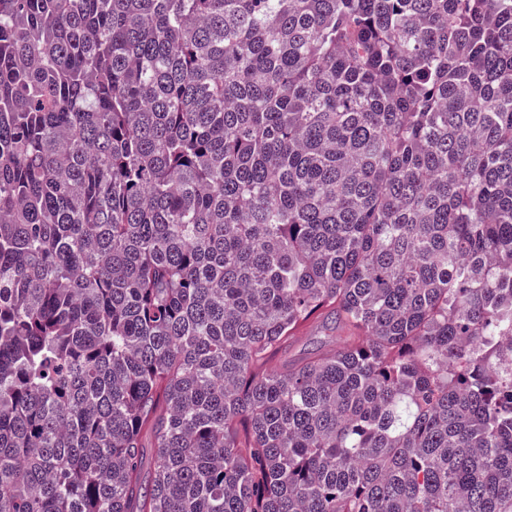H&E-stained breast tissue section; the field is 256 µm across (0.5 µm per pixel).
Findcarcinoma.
<instances>
[{"label":"carcinoma","mask_w":512,"mask_h":512,"mask_svg":"<svg viewBox=\"0 0 512 512\" xmlns=\"http://www.w3.org/2000/svg\"><path fill=\"white\" fill-rule=\"evenodd\" d=\"M509 336L512 0H0V512H512Z\"/></svg>","instance_id":"obj_1"}]
</instances>
